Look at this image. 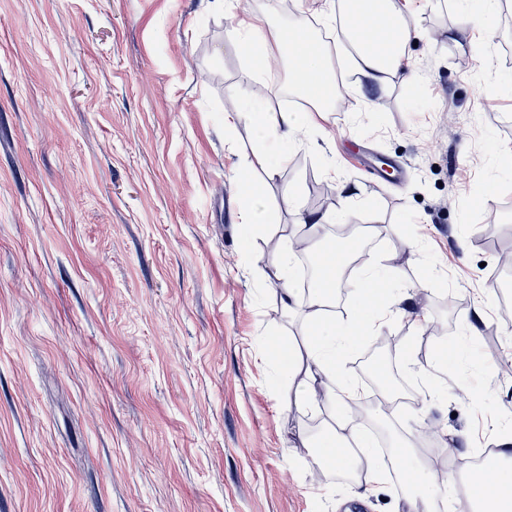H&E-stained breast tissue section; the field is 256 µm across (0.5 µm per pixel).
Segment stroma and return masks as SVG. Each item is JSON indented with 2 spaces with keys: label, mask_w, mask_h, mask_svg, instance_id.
Masks as SVG:
<instances>
[{
  "label": "stroma",
  "mask_w": 512,
  "mask_h": 512,
  "mask_svg": "<svg viewBox=\"0 0 512 512\" xmlns=\"http://www.w3.org/2000/svg\"><path fill=\"white\" fill-rule=\"evenodd\" d=\"M209 2L0 0V512H406L404 484L357 502L301 450L330 408L288 405L276 355L305 329L272 274L312 213L331 218L321 239L346 212L370 236L395 300L379 333L421 396L393 420L365 400L367 421L394 440L431 427L456 472L497 431L488 407L512 409V268L495 251L512 243V12L460 45L455 0H416L405 72L371 85L334 60L345 104L287 147L239 114L257 95L272 117L301 111L289 61L257 70L236 30L273 7L332 31L337 0ZM259 150L287 154L274 179ZM469 335L456 383L430 393ZM476 373L491 389L473 411L457 391Z\"/></svg>",
  "instance_id": "1"
}]
</instances>
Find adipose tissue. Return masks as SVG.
Masks as SVG:
<instances>
[{
    "mask_svg": "<svg viewBox=\"0 0 512 512\" xmlns=\"http://www.w3.org/2000/svg\"><path fill=\"white\" fill-rule=\"evenodd\" d=\"M501 7V0H464L458 8V20L449 29L452 38L476 40L490 30L489 15ZM352 13L357 21L345 29L346 39L358 58L364 75L373 81H383L399 70L408 56V49L416 37L415 30L405 19L396 0H354ZM305 16H298L293 26H281L276 19L261 22L244 17L239 28V42L243 48L262 46L257 66H264L271 53L286 54L299 61L290 89L309 98H317L320 89L329 86L332 66L319 45L308 34ZM325 106L313 110L292 112L282 120L271 119L267 110L247 112L246 117L261 138L288 140L292 135L310 129L315 118L324 114ZM292 250H283L274 278L282 290V302L288 312L303 309L306 325V346L303 355L287 351L277 359L288 369L305 362L303 378L296 382L291 405L305 407L321 399L332 405L335 424L329 437L320 441V457L331 466L360 470L370 476L372 484L384 478V468L377 454L370 448V439L355 422V403L359 397L358 384L345 377L341 360L344 352L357 346L364 338L376 333L388 315L387 310L360 305L345 322L336 321L330 312L335 289L332 281H324L309 296H301L294 286L295 272L291 264ZM355 439L364 449L362 458L355 459L338 449L347 439ZM402 470L411 492L407 498L408 512H432L440 494L438 481L423 466L414 464L409 449L399 451ZM466 494L450 492L449 512H512V468L499 466L496 476L485 470L471 469L464 477Z\"/></svg>",
    "mask_w": 512,
    "mask_h": 512,
    "instance_id": "ef3b65f1",
    "label": "adipose tissue"
}]
</instances>
